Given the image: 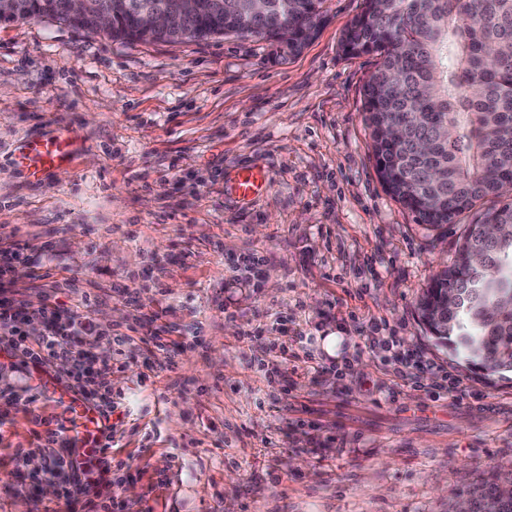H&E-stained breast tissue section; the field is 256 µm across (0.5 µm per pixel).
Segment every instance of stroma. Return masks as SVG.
Listing matches in <instances>:
<instances>
[{
  "mask_svg": "<svg viewBox=\"0 0 512 512\" xmlns=\"http://www.w3.org/2000/svg\"><path fill=\"white\" fill-rule=\"evenodd\" d=\"M362 7L326 0L286 61L251 35L0 23V225L26 246L8 277L31 309L48 271L74 279L66 304L97 289L124 512H447L449 492L512 469V374L459 364L417 311L475 215L420 224L381 184L363 112L378 59L340 47ZM65 131L73 163L30 177L21 144ZM245 167L266 178L248 201L230 190ZM150 317L172 368L117 343ZM407 361L424 388L399 378ZM57 411L43 399L0 426V512H56L32 416Z\"/></svg>",
  "mask_w": 512,
  "mask_h": 512,
  "instance_id": "1",
  "label": "stroma"
}]
</instances>
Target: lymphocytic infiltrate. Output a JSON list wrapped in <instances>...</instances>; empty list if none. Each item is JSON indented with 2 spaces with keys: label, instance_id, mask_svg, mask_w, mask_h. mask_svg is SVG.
Returning <instances> with one entry per match:
<instances>
[{
  "label": "lymphocytic infiltrate",
  "instance_id": "lymphocytic-infiltrate-1",
  "mask_svg": "<svg viewBox=\"0 0 512 512\" xmlns=\"http://www.w3.org/2000/svg\"><path fill=\"white\" fill-rule=\"evenodd\" d=\"M22 245L13 236L0 233V357L20 371L25 380L23 393H0V424L8 409L29 410L36 400L47 397V381L57 378L90 402L102 419H110L117 403L112 397L113 366L97 360L92 352L97 330L91 319L96 301L94 293L82 292L77 303L59 302L54 291L43 294L40 308L31 310L17 303L8 281L4 263L20 258ZM40 321L42 332L29 336L26 326ZM76 417L59 413L46 420L42 440L52 448L50 476L61 478V497L74 512H118L121 503L109 496L113 485L111 430H103L93 447L79 448L68 428Z\"/></svg>",
  "mask_w": 512,
  "mask_h": 512
}]
</instances>
